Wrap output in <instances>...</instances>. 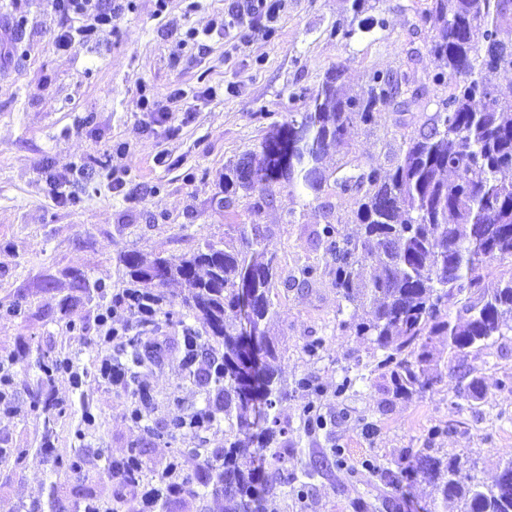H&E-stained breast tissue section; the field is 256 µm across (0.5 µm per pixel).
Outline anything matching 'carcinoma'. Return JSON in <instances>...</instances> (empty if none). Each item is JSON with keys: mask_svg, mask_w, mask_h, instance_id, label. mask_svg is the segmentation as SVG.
<instances>
[{"mask_svg": "<svg viewBox=\"0 0 512 512\" xmlns=\"http://www.w3.org/2000/svg\"><path fill=\"white\" fill-rule=\"evenodd\" d=\"M429 2L423 18L439 22L430 45L438 62L432 82L450 79L452 90L418 134L404 141L389 171L371 167L336 179L341 192L356 193L361 234L344 236L328 221L316 232V245L324 247L341 300L368 308L354 329L374 337L383 352L377 368L394 394L421 393L435 383L443 354L438 340L458 359L466 381L460 394L476 401L484 395L483 379L464 357L512 331V180L501 177L512 170V100L499 98L493 84L498 73L512 71V0ZM338 77L327 73L320 87L304 96L303 110L270 127L258 151L224 165L222 207H230L241 191L258 190L253 210L259 214L277 185L319 192L328 180L323 157L343 141L350 125L372 124L378 105L400 93L392 73H371L359 92L337 86ZM270 235L268 224H231L224 241L206 239L189 254L146 258L131 251L121 258L129 292L151 302L141 325L163 317L184 327L188 376L223 399L215 409L174 415L167 437L196 434L204 423L218 421L219 412L233 437L222 453L180 449L155 473L167 484L156 488L158 499L184 493L202 499L210 491L224 497L225 512H253L244 495L269 492L256 462H268L278 477L288 463V449L271 447L285 433L277 409L287 391L276 367L278 343L266 325L277 285L302 288L317 268L308 265L299 276L280 280L277 255L265 245ZM505 262L509 267L489 280L491 265ZM159 265L164 272L156 281L151 271ZM248 280L252 308L246 337L240 331V287ZM170 282L184 287L186 311L163 309L161 288ZM451 301L457 304L454 315L448 312ZM188 315L206 325L207 335L222 339L224 354L216 355L185 325ZM147 358L143 338L136 336L112 367L123 372ZM261 420L270 426L253 449L250 430ZM106 470L121 488L145 476L134 462L109 460ZM413 472L433 480L458 512H512V487L504 492L496 483L475 481L456 458L444 461L422 451Z\"/></svg>", "mask_w": 512, "mask_h": 512, "instance_id": "cac0c4a2", "label": "carcinoma"}]
</instances>
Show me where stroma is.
<instances>
[{"instance_id":"1","label":"stroma","mask_w":512,"mask_h":512,"mask_svg":"<svg viewBox=\"0 0 512 512\" xmlns=\"http://www.w3.org/2000/svg\"><path fill=\"white\" fill-rule=\"evenodd\" d=\"M229 5L168 0L161 12L156 0H134L96 41L63 52L54 39L65 22L46 0H0V24L11 30L0 43V358L14 361L15 397L13 411L0 409V448L27 451L21 464L0 463V512H73L80 488L111 498L101 448L113 460L140 449L152 470L179 448L223 449L229 429L220 421L196 436L163 435L174 413L204 407L209 393L183 367L181 327L163 321L148 332L155 359L141 374L153 400L133 426L127 391L97 374L105 350L96 342L95 290H122L126 252L182 255L223 240L229 224L270 225L269 248L284 274L321 268L308 287L278 288L268 323L288 384L281 422L292 457L287 484L264 497L265 512H453L410 478L416 455L428 448L469 459L476 479L488 483L512 452V332L467 357L484 378L483 399L460 397L456 364L446 357L432 390L393 397L375 369L380 351L350 330L360 315L340 301L315 247L323 221L358 229L355 196L340 192L334 175L391 168L405 138L451 90L432 82L436 30L421 17L427 0H368L376 24L349 38L334 29L351 21L352 0H281L275 19L228 31ZM17 15L28 19L20 33L11 29ZM191 28L195 45L180 48ZM336 66L355 90L372 71L396 74L401 93L380 105L372 125L349 128L325 161L329 179L319 196L281 186L260 215L249 196L218 207L225 164L257 150L269 125L303 108L302 93ZM177 87L186 98L170 100ZM145 93L166 105L170 120L143 110ZM121 143L129 149L119 155ZM118 169L128 173L119 192ZM59 191L77 204L56 200ZM79 277L89 295H76ZM70 356L85 371L78 386L37 366ZM302 379L311 390H298ZM39 391L56 404L51 420L31 408ZM309 405L322 426H307ZM77 456L81 472L54 470V460ZM322 456L328 467L307 475L309 461Z\"/></svg>"}]
</instances>
